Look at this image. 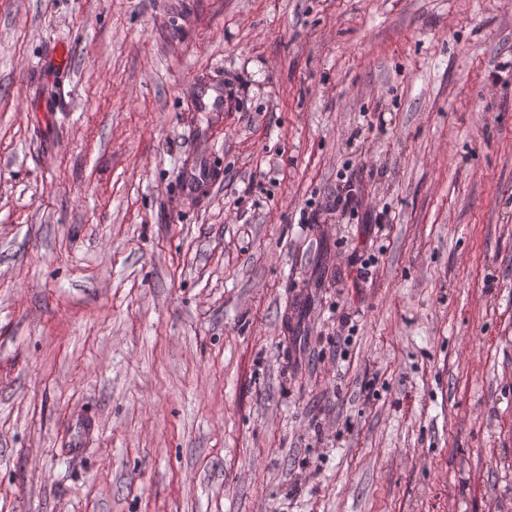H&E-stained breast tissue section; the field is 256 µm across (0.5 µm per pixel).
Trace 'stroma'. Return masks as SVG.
Here are the masks:
<instances>
[{
	"instance_id": "stroma-1",
	"label": "stroma",
	"mask_w": 512,
	"mask_h": 512,
	"mask_svg": "<svg viewBox=\"0 0 512 512\" xmlns=\"http://www.w3.org/2000/svg\"><path fill=\"white\" fill-rule=\"evenodd\" d=\"M0 512H512V0H0Z\"/></svg>"
}]
</instances>
